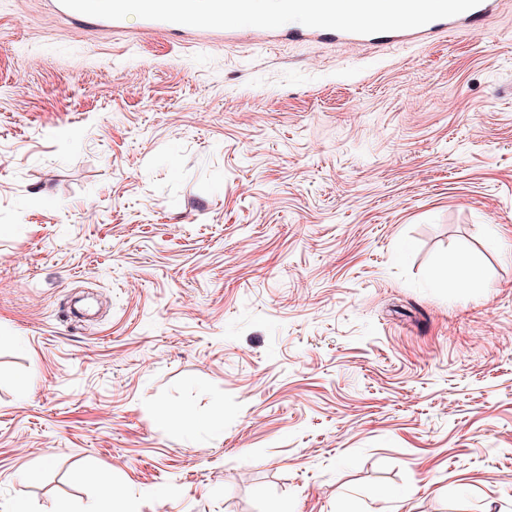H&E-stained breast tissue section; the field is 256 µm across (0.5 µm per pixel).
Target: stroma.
Segmentation results:
<instances>
[{"label":"stroma","mask_w":512,"mask_h":512,"mask_svg":"<svg viewBox=\"0 0 512 512\" xmlns=\"http://www.w3.org/2000/svg\"><path fill=\"white\" fill-rule=\"evenodd\" d=\"M127 23L0 0V512H512V0L379 49ZM103 492L102 508L104 510H89L86 512H140L139 504L130 498H125L112 486L111 477L100 478Z\"/></svg>","instance_id":"35a3bbf8"}]
</instances>
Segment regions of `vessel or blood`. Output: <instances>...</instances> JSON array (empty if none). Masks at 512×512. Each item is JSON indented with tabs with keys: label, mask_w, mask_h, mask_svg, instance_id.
I'll use <instances>...</instances> for the list:
<instances>
[{
	"label": "vessel or blood",
	"mask_w": 512,
	"mask_h": 512,
	"mask_svg": "<svg viewBox=\"0 0 512 512\" xmlns=\"http://www.w3.org/2000/svg\"><path fill=\"white\" fill-rule=\"evenodd\" d=\"M136 3L144 34L179 32L194 39L222 36L233 40L239 33L233 19L244 14L249 0H210L208 14L168 5L167 0H115L109 13L94 18L97 26L120 28L129 3ZM287 18L262 17L249 37L261 44L273 37L342 41L358 46L390 41L416 44L451 32L480 29L491 10V0H288Z\"/></svg>",
	"instance_id": "b4317fda"
}]
</instances>
